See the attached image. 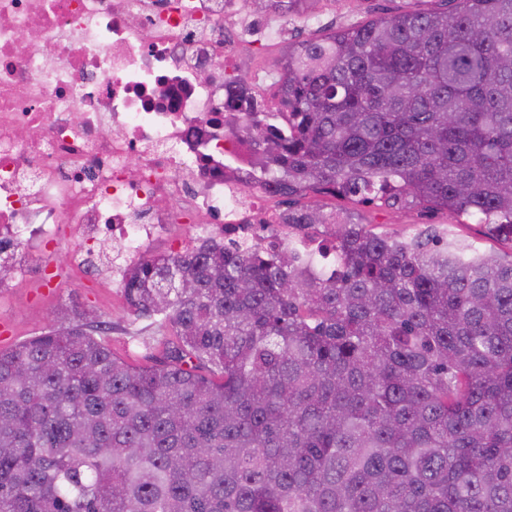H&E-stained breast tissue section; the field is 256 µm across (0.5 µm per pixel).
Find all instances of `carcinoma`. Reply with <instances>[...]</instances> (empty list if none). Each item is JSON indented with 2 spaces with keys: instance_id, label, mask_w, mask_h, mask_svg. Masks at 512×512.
<instances>
[{
  "instance_id": "carcinoma-1",
  "label": "carcinoma",
  "mask_w": 512,
  "mask_h": 512,
  "mask_svg": "<svg viewBox=\"0 0 512 512\" xmlns=\"http://www.w3.org/2000/svg\"><path fill=\"white\" fill-rule=\"evenodd\" d=\"M288 48L281 112L224 82L262 187L426 204L512 240V0H442ZM293 245L128 265L166 360L64 322L0 349V512H512V253L288 212ZM14 266L0 241V283Z\"/></svg>"
}]
</instances>
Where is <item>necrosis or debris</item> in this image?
I'll use <instances>...</instances> for the list:
<instances>
[{"mask_svg": "<svg viewBox=\"0 0 512 512\" xmlns=\"http://www.w3.org/2000/svg\"><path fill=\"white\" fill-rule=\"evenodd\" d=\"M246 17L243 0H0V241H109L129 261L174 225L308 243L224 127Z\"/></svg>", "mask_w": 512, "mask_h": 512, "instance_id": "1", "label": "necrosis or debris"}]
</instances>
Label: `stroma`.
I'll return each instance as SVG.
<instances>
[{
  "instance_id": "stroma-1",
  "label": "stroma",
  "mask_w": 512,
  "mask_h": 512,
  "mask_svg": "<svg viewBox=\"0 0 512 512\" xmlns=\"http://www.w3.org/2000/svg\"><path fill=\"white\" fill-rule=\"evenodd\" d=\"M436 0H315L308 14H258L264 31L259 41H245L239 65L261 86L273 88L279 62L288 45L322 34L389 17L413 9H429ZM302 204L332 212L346 209L374 231L409 234L425 229L446 228L483 251L506 252L512 242L488 231L468 215H450L424 205L392 206L381 200L361 202L355 198L308 193ZM77 241L51 244L23 254L22 275L8 276L0 283V348L37 336L53 325L57 311L76 308L90 319L106 325L107 339L120 357L137 365L164 361L165 349L157 336L135 320L122 289L113 287L103 272L89 273L72 260ZM50 278H42V268Z\"/></svg>"
}]
</instances>
